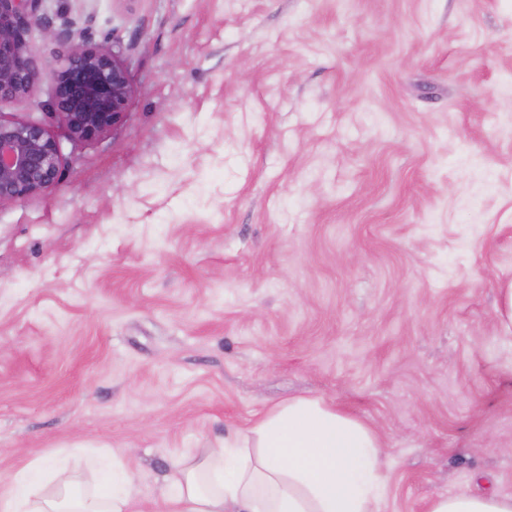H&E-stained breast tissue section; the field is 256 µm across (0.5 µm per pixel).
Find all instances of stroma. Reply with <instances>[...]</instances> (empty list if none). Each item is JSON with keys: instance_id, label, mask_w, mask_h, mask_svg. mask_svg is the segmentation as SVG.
<instances>
[{"instance_id": "1", "label": "stroma", "mask_w": 512, "mask_h": 512, "mask_svg": "<svg viewBox=\"0 0 512 512\" xmlns=\"http://www.w3.org/2000/svg\"><path fill=\"white\" fill-rule=\"evenodd\" d=\"M135 94L0 205V477L171 462L319 398L387 452L378 512L512 493V0H46Z\"/></svg>"}]
</instances>
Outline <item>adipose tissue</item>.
<instances>
[{
    "instance_id": "1",
    "label": "adipose tissue",
    "mask_w": 512,
    "mask_h": 512,
    "mask_svg": "<svg viewBox=\"0 0 512 512\" xmlns=\"http://www.w3.org/2000/svg\"><path fill=\"white\" fill-rule=\"evenodd\" d=\"M385 450L375 431L316 398L277 406L215 448L179 455L156 512H374ZM125 455L109 489L33 456L0 480V512H146ZM429 512H512V494L450 493Z\"/></svg>"
}]
</instances>
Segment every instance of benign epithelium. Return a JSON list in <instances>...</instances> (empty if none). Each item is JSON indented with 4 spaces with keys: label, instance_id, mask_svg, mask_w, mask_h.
Returning a JSON list of instances; mask_svg holds the SVG:
<instances>
[{
    "label": "benign epithelium",
    "instance_id": "obj_1",
    "mask_svg": "<svg viewBox=\"0 0 512 512\" xmlns=\"http://www.w3.org/2000/svg\"><path fill=\"white\" fill-rule=\"evenodd\" d=\"M42 2L0 0V104L30 97L46 76L48 118L57 127L0 111V205L49 193L62 166L60 138L102 135L124 119L135 93L122 49L97 40L93 15L50 16ZM38 38L58 45L54 62L37 57Z\"/></svg>",
    "mask_w": 512,
    "mask_h": 512
}]
</instances>
